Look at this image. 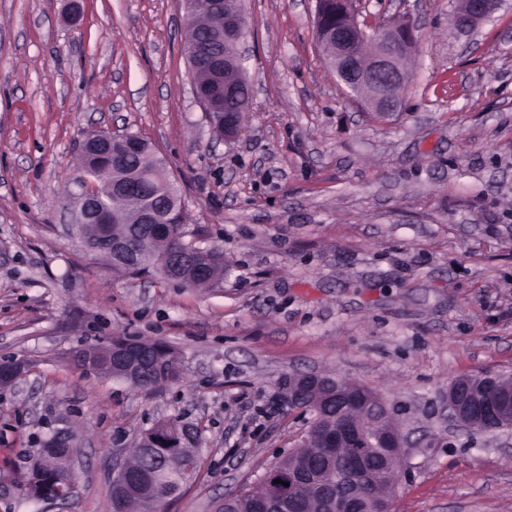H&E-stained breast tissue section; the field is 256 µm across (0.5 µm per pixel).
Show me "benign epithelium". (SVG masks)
<instances>
[{
    "label": "benign epithelium",
    "mask_w": 512,
    "mask_h": 512,
    "mask_svg": "<svg viewBox=\"0 0 512 512\" xmlns=\"http://www.w3.org/2000/svg\"><path fill=\"white\" fill-rule=\"evenodd\" d=\"M504 0H462L453 15V26L460 31L475 30L489 18ZM210 11L220 20V26L206 41L195 43L190 54V69L206 68L213 77V88L203 93L193 87L197 101L208 113L211 124L217 127L224 137L231 139L240 133L237 116L225 110V101L236 97L238 85L224 82V54L221 52L222 39L228 37L243 46L248 35V17L246 10L227 12L221 0H211ZM360 41L368 42L372 52L365 66L357 62L354 45ZM417 43L415 28L404 21L380 20L369 26L361 27L355 21L336 33V48L327 53V61L336 66V74L344 88L362 84L374 88L373 95L366 101L372 112L388 115L403 108V95L412 81V71L408 67V58L414 52ZM82 192L75 202V224L80 230L94 224L100 229V240L109 245L112 253L120 261L134 267L135 254L140 249L141 237L129 231L114 239L107 232L111 225L118 223L116 214L99 203L97 183L90 177L81 176ZM169 270L188 269L189 284L208 288L211 286L212 270L197 264L189 252L175 249L166 256ZM154 347L141 337L136 340L119 339L107 346L109 361L127 367L136 381L146 378L148 360ZM25 365L16 360L0 363V385L15 383L22 375ZM319 379L315 374H292L281 382L280 397L284 405L303 411L320 413L327 416L329 406H334L332 417L336 425L323 429L315 441L314 453L331 452L336 454V470L325 480L333 488L326 501L328 512H352L355 504L370 502L380 504L376 493L363 483L367 462L373 456L372 449L383 448L380 455L383 467L404 455L406 441L397 426L395 415L380 400L366 402L363 405L366 420L374 425L369 432L366 425L353 423L347 416L350 406L361 402L357 391L341 382L323 395L315 406L303 402L302 391L306 383ZM448 409L451 417L464 428L483 426L488 430L501 428L506 422L512 426V379L498 374L487 373L480 378L462 376L448 386ZM61 428L47 442V447L38 449L33 460L31 481L26 493L42 501L58 502L68 500L74 493L76 484L64 488L51 487L53 480L41 470V460L57 448L73 447L74 435L70 431L67 419H60ZM147 445L157 448H184L190 439L187 430L171 434L164 423L157 422L146 435ZM317 480L310 474L307 466L302 465L288 471V476L280 483H272L271 500L280 502L283 512L285 504L299 505L295 487L307 485Z\"/></svg>",
    "instance_id": "1"
}]
</instances>
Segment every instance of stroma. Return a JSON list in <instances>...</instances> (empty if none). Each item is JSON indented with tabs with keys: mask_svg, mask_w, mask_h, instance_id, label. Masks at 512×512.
Returning a JSON list of instances; mask_svg holds the SVG:
<instances>
[{
	"mask_svg": "<svg viewBox=\"0 0 512 512\" xmlns=\"http://www.w3.org/2000/svg\"><path fill=\"white\" fill-rule=\"evenodd\" d=\"M455 0H355L359 21L417 28L402 111L346 95L313 28L315 0H248L241 133L196 101L178 0H0V512H112L113 466L143 429L183 418L199 467L169 512H216L302 439L282 378L373 388L408 438L394 512H512V430L455 426L449 383L512 376V0L465 33ZM146 139L183 192L185 239L224 253L216 288L113 272L74 228L78 144ZM115 335L178 353L152 393L85 374L80 344ZM70 412L77 486L62 505L20 486Z\"/></svg>",
	"mask_w": 512,
	"mask_h": 512,
	"instance_id": "obj_1",
	"label": "stroma"
}]
</instances>
